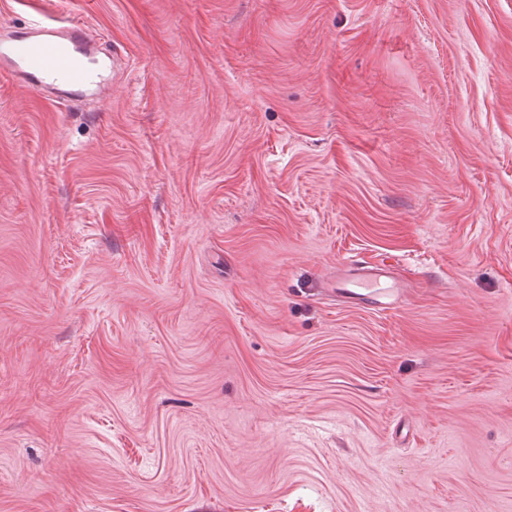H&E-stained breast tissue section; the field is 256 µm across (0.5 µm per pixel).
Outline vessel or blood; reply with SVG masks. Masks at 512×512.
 <instances>
[{
    "label": "vessel or blood",
    "mask_w": 512,
    "mask_h": 512,
    "mask_svg": "<svg viewBox=\"0 0 512 512\" xmlns=\"http://www.w3.org/2000/svg\"><path fill=\"white\" fill-rule=\"evenodd\" d=\"M99 53L97 37L76 19L35 20L19 30L0 31V68L11 70L35 92L67 89L104 98L111 71L100 64ZM386 278L384 269L361 268L354 271L347 286L369 295Z\"/></svg>",
    "instance_id": "vessel-or-blood-1"
}]
</instances>
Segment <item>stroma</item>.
<instances>
[{
  "mask_svg": "<svg viewBox=\"0 0 512 512\" xmlns=\"http://www.w3.org/2000/svg\"><path fill=\"white\" fill-rule=\"evenodd\" d=\"M50 16L116 64L0 71V512H512V0ZM357 270H354L353 276L347 281L350 292L357 294V291H362L361 295H369L376 292H385L391 290L390 288H377L379 284L383 283L388 275L382 268H361L360 264L355 265Z\"/></svg>",
  "mask_w": 512,
  "mask_h": 512,
  "instance_id": "stroma-1",
  "label": "stroma"
}]
</instances>
